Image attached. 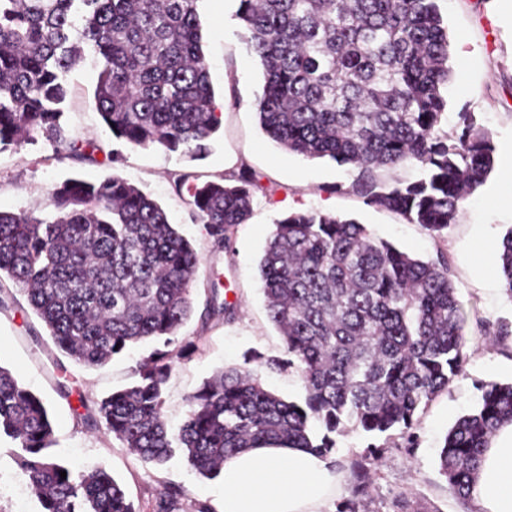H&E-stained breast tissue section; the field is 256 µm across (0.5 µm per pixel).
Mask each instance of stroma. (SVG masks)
I'll return each mask as SVG.
<instances>
[{
	"label": "stroma",
	"instance_id": "35a3bbf8",
	"mask_svg": "<svg viewBox=\"0 0 512 512\" xmlns=\"http://www.w3.org/2000/svg\"><path fill=\"white\" fill-rule=\"evenodd\" d=\"M438 6L448 25L454 73L445 91L448 107L441 131L453 132L459 112L467 110L490 133L496 149L512 147V8L506 0H438ZM198 13L219 112L209 153L192 161L113 139L92 102L98 69L87 60L68 77L64 121L70 136L98 145L95 163L58 157L42 138L0 150V211L48 217L55 184L68 177L93 181L117 174L160 203L192 243L201 264L190 286L193 314L178 335L194 341L196 348L176 359L164 391V418L173 431L185 420L188 398L204 380L242 364L253 351L269 359L283 357V340L267 318L258 265L276 222L289 212L313 209L353 218L372 237L413 256L444 254L466 317L463 371L428 403L412 433L373 436L356 422L346 423L329 456L341 475V491L324 512H337L347 499L355 500L358 512H396L395 504L403 497L415 501L422 512H476L472 502L458 499L450 489L440 471L439 452L449 428L478 403L482 384L512 382V335H496L501 325H512V298L492 259L512 228V180L494 167L440 238L395 213L365 205L353 188L356 170L288 152L261 130L252 104L263 85L262 68L243 48V27L233 0H226L219 15L213 0H200ZM243 170L253 173L260 185L253 212L230 243L220 247L203 225L192 221L176 182L185 174L203 182L228 179ZM215 277L223 282L224 298L236 307L233 319L206 313L207 288ZM0 291L7 297L0 309V365L45 401L59 460L76 471L95 466L108 470L136 512H149L155 496L169 487L182 492L178 512H192L198 501H220L222 481L201 477L182 455L161 466L143 462L104 429L84 421L86 414L96 413L103 397L133 381L151 345L131 349L102 367L79 366L58 350L20 288L1 277ZM355 462L372 473L363 494L356 493L351 476ZM22 482L12 444L0 442V512H40L35 496L12 495V487Z\"/></svg>",
	"mask_w": 512,
	"mask_h": 512
}]
</instances>
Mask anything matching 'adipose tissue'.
I'll list each match as a JSON object with an SVG mask.
<instances>
[{"mask_svg": "<svg viewBox=\"0 0 512 512\" xmlns=\"http://www.w3.org/2000/svg\"><path fill=\"white\" fill-rule=\"evenodd\" d=\"M218 512H323L341 490V477L324 458L302 448H251L228 456ZM477 512H512V423L483 453L470 490Z\"/></svg>", "mask_w": 512, "mask_h": 512, "instance_id": "obj_1", "label": "adipose tissue"}]
</instances>
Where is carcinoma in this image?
Returning a JSON list of instances; mask_svg holds the SVG:
<instances>
[{
    "label": "carcinoma",
    "instance_id": "obj_1",
    "mask_svg": "<svg viewBox=\"0 0 512 512\" xmlns=\"http://www.w3.org/2000/svg\"><path fill=\"white\" fill-rule=\"evenodd\" d=\"M199 0H0V149L37 136L55 152L92 161L96 147L67 135V75L94 54L92 98L117 141L201 158L218 119L203 53ZM249 54L263 68L254 107L264 133L308 158L358 170L364 203L439 236L466 195L494 169L495 146L469 112L440 131L452 80L448 29L436 0H239ZM418 168L382 182V169ZM254 177L198 184L185 175L193 219L219 244L252 212ZM57 216L0 211V274L27 296L56 347L76 364H107L156 341L135 380L99 403L104 429L144 462L181 452L205 478L224 458L266 444L326 456L344 423L378 436L406 432L463 369L465 316L445 256L423 260L374 239L354 219L295 211L275 224L259 263L270 321L297 366L304 403L266 389L246 367H229L189 398L168 429L163 392L179 328L192 312L200 255L164 208L127 179L67 178L52 190ZM495 262L512 298V228ZM210 283L208 314L235 306ZM512 423V382L484 387L478 405L449 429L440 468L457 498L470 487L500 426ZM20 448L26 485L41 512H135L102 467L75 472L54 458L44 401L0 365V438ZM66 477H61V472ZM180 492L152 512H177Z\"/></svg>",
    "mask_w": 512,
    "mask_h": 512
}]
</instances>
